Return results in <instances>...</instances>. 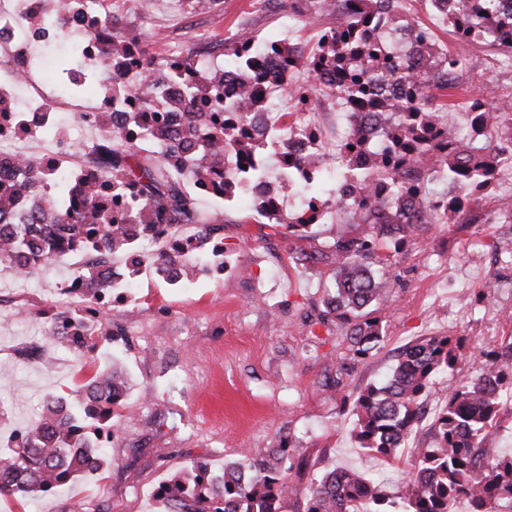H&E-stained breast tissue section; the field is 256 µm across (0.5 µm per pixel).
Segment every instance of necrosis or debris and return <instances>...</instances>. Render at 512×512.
<instances>
[{
    "label": "necrosis or debris",
    "instance_id": "1",
    "mask_svg": "<svg viewBox=\"0 0 512 512\" xmlns=\"http://www.w3.org/2000/svg\"><path fill=\"white\" fill-rule=\"evenodd\" d=\"M118 22L112 0H0V182L13 190V206L5 216L8 224H29L39 209L55 205L49 191L60 179L93 178L108 195L106 208H131L133 186L117 183L112 166L101 153L103 140L115 126L131 129V150L152 153L164 145L179 143L187 116L171 111L167 102L188 97L195 86L208 83L213 72H224L222 86L227 114L237 109L235 89L246 82L252 89V125L275 149L288 152L305 176L315 170L308 160L323 156L325 142L342 147L356 134L376 137L380 119L367 114L355 99L343 102L348 121L341 130L329 131L326 114L317 97L307 95L300 121L288 134L269 123L266 111L275 84L279 59L273 53L252 55L246 75L224 70V46L201 38L197 61L183 68V50L167 44L153 79H146L140 62V45L116 54ZM155 113L156 122L140 130V115ZM165 249L150 237L136 238L132 253L141 274L165 264V280L187 287L189 279L215 275L240 276L242 269L224 252L220 238L202 239L166 233ZM77 274L60 286L57 308L85 317L98 310H121L133 297V283L113 272L107 290L95 295L85 290L80 270L98 266L102 252H78ZM191 278H184V267Z\"/></svg>",
    "mask_w": 512,
    "mask_h": 512
}]
</instances>
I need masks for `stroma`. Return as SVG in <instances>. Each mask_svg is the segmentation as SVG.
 <instances>
[{"mask_svg":"<svg viewBox=\"0 0 512 512\" xmlns=\"http://www.w3.org/2000/svg\"><path fill=\"white\" fill-rule=\"evenodd\" d=\"M124 34L157 55L155 29L167 18V0H154L144 15L127 12ZM328 18L288 6L262 10L256 0H220L211 12L191 11L180 32L185 50L198 33L217 43L226 29L247 27L255 40L290 39L315 44ZM474 88L492 90L489 106L512 96V72L501 70L482 46L468 49ZM343 211L328 214L310 237L290 236L286 227L258 224L248 204L224 205V249L246 270L243 278H215L185 289L146 280L126 310L110 312L114 344L91 354L47 346L45 367L20 352L44 339L39 309L55 305L57 286L70 262L36 269L16 288L29 313L16 316L0 305V431L26 426L46 395L76 398L88 376L117 364L130 387L111 446L117 464L92 478L56 487L28 499L0 497L10 512H68L86 503L98 512H157L158 484L191 459L206 460L215 472L247 448H281L283 466L295 487L283 512H305L310 478L329 465L355 468L396 490L397 475L409 470L418 448L432 444L429 425L397 456L383 461L360 448L352 432L353 400L367 386L386 380L401 349L422 336L461 339L455 371L435 376L440 393L452 392L479 374L488 351L512 365V301L500 282L512 278L511 224H426L404 243L387 240L376 265L391 280L374 314L385 325L373 355L354 361L348 375L337 363L352 359L347 328L320 324L322 301L334 285L335 266L303 264L301 254L329 251Z\"/></svg>","mask_w":512,"mask_h":512,"instance_id":"1","label":"stroma"}]
</instances>
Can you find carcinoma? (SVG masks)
<instances>
[{"mask_svg": "<svg viewBox=\"0 0 512 512\" xmlns=\"http://www.w3.org/2000/svg\"><path fill=\"white\" fill-rule=\"evenodd\" d=\"M396 8L394 0H363V9L350 21L337 18L330 22L324 38L309 51L300 43H284L270 38L262 47L274 50L285 60H305L314 83L322 72L332 69L340 79L327 90L342 98H357L370 108L387 101L390 112L381 140L375 144L359 137L346 149V176L365 191L356 208L347 211L348 219L329 253L307 255L308 262L329 260L336 265L334 291L324 302L321 320L336 319L349 325L348 337L353 357H365L383 341L381 320L371 316L369 308L377 303L391 283L376 275L373 259L378 241L403 242L420 224H452L457 216L434 205L436 196L422 183L411 189L427 206L425 216L413 222L407 216L404 193L396 191L384 207H377L367 191L371 184L412 174V168L432 160L446 171V181H462L469 191L493 183L495 169L483 166L473 171L460 169L459 157L469 151L491 154L492 137L484 144H463L448 137L453 115L459 107L483 105L482 95L471 91L463 81L469 59L465 52L451 53L435 48L433 37L421 28L422 51L413 59L392 47L381 52L367 37L368 24L384 10ZM512 37V13L502 11L500 0H480L471 8L463 6L458 17L448 18L457 42L465 47L480 41L499 50L512 41L479 39L476 30L482 22ZM259 49L252 38L241 36L227 49L226 63L233 68L251 52ZM381 72L382 81L370 78V69ZM448 91V102H437L432 89ZM197 99L213 112L212 126L189 128L183 143L184 154L156 153L153 161H144L136 152H121L115 144L121 132L112 135V177L133 182L139 200L127 215L109 213L106 223L99 222L95 209L76 225L77 232L64 239L29 238L21 224L0 223V265L25 275L48 263H59L80 249H95L109 244V251H125L137 235L161 238L164 233L153 222L156 210L166 207L174 224H192L194 198L179 187L182 171L201 181L210 172L214 148L224 142L234 151L230 161L242 164L254 157L265 159L267 148L256 139L251 119L239 114L232 123L225 122L223 104L216 86L198 90ZM512 113V97L496 108L483 112L490 128L497 126L498 114ZM275 163H261V173L280 178L288 168L285 153L274 154ZM312 164L317 176L302 182L301 194L310 200L336 198L329 186L323 160ZM289 235L304 237L313 224L305 205L295 209L285 221ZM92 332L89 323L73 319L60 311L46 322L49 337L63 343L58 325ZM459 354L446 336H425L404 348L387 380L371 385L354 401V435L360 447L383 458H391L401 447L402 431L416 425L420 404L436 395L431 378L439 371L456 367ZM499 377L506 391L512 392V367L487 369L444 397V405L431 428L434 442L417 451L414 468L403 478L397 493L389 496L356 469L323 471L311 479L306 512H448L455 500L468 499L472 512H495L496 505L512 501V458H496L480 463V449L500 410L501 393L494 377ZM124 380L116 372L91 379L84 385L85 395L72 402L63 396L45 398L39 418L8 452L0 454V495H21L36 499L74 477L95 475L108 465L106 449L79 448L88 435L103 433L112 438L117 423L112 409V394L121 393ZM285 449L247 448L238 459L224 464V471L211 474L206 463L193 461L163 482L155 493L159 512H281L284 500L294 492V485L281 468Z\"/></svg>", "mask_w": 512, "mask_h": 512, "instance_id": "1", "label": "carcinoma"}]
</instances>
